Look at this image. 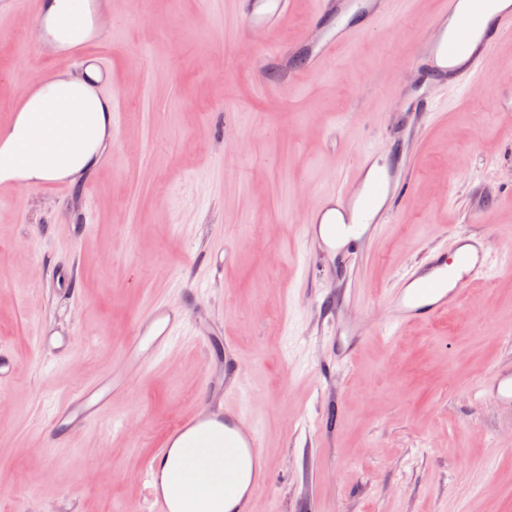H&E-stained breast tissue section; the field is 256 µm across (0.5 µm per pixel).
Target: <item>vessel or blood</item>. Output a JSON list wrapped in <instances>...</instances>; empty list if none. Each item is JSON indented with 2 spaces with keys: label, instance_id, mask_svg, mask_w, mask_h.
<instances>
[{
  "label": "vessel or blood",
  "instance_id": "vessel-or-blood-1",
  "mask_svg": "<svg viewBox=\"0 0 512 512\" xmlns=\"http://www.w3.org/2000/svg\"><path fill=\"white\" fill-rule=\"evenodd\" d=\"M248 30L266 33L264 60L276 64L274 88L294 87L301 76L322 74L339 47L354 44L369 28L384 20L387 0H316L305 31L293 43H280L274 36L291 8L292 0H236ZM477 0H439L436 15L425 32L416 38L409 61L412 76L424 87L420 113L432 119L440 105L436 91L454 87L472 89L488 51L512 36V9L493 13L488 20L477 14ZM96 30L93 38L66 44L52 50L53 59L79 73L96 70L107 76L102 55L93 52L95 42L105 38ZM408 183L401 166L365 152L359 163L345 170L341 185L325 193L308 209L305 228L317 240L322 252L342 254L362 249L382 228L383 203L406 194ZM490 268L484 238L460 235L452 256L436 253L427 262L413 266L403 283L390 297L383 329L398 330L409 322H428L461 302L475 280ZM183 324L180 312L155 305L139 321L127 346L126 362L146 370L177 335ZM122 374L115 373L84 385L70 394L56 409L54 420H66L70 429H82L107 411L115 396L124 392ZM487 389L499 404L512 407V373L496 374ZM191 434L194 448H233L237 454L224 462L226 477L237 478L242 460L250 462V487L236 496L229 512H255L256 487L269 477L261 436L256 427L244 421L241 402V376L226 377L224 391L199 413L184 416L169 432L170 438ZM168 448L158 449L145 470L148 512H179L186 499L185 489L210 463L202 457L189 459L179 477L163 484Z\"/></svg>",
  "mask_w": 512,
  "mask_h": 512
}]
</instances>
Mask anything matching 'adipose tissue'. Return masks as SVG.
<instances>
[{
	"mask_svg": "<svg viewBox=\"0 0 512 512\" xmlns=\"http://www.w3.org/2000/svg\"><path fill=\"white\" fill-rule=\"evenodd\" d=\"M37 36L62 45L91 29L86 0H48ZM111 104L80 75L62 72L16 116L0 148V178L34 185L76 178L89 168L109 137Z\"/></svg>",
	"mask_w": 512,
	"mask_h": 512,
	"instance_id": "adipose-tissue-1",
	"label": "adipose tissue"
}]
</instances>
